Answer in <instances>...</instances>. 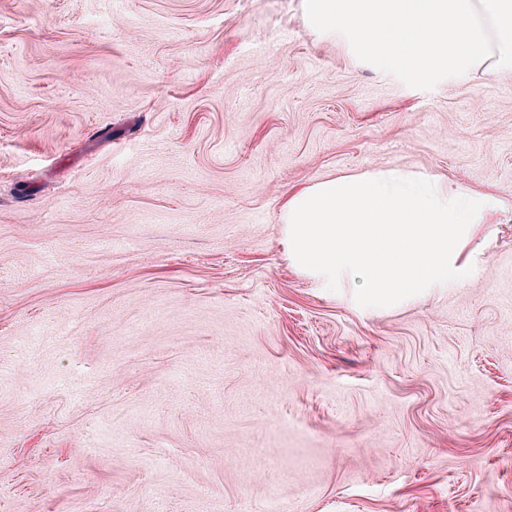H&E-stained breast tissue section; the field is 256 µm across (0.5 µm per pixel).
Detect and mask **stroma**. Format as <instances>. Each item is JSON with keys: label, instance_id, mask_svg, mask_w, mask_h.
<instances>
[{"label": "stroma", "instance_id": "obj_1", "mask_svg": "<svg viewBox=\"0 0 512 512\" xmlns=\"http://www.w3.org/2000/svg\"><path fill=\"white\" fill-rule=\"evenodd\" d=\"M393 166L508 205L374 313L278 216ZM0 512H512V74L407 86L302 0H0Z\"/></svg>", "mask_w": 512, "mask_h": 512}]
</instances>
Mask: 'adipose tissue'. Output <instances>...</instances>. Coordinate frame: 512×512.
Instances as JSON below:
<instances>
[{"instance_id":"1","label":"adipose tissue","mask_w":512,"mask_h":512,"mask_svg":"<svg viewBox=\"0 0 512 512\" xmlns=\"http://www.w3.org/2000/svg\"><path fill=\"white\" fill-rule=\"evenodd\" d=\"M504 199L430 172L382 169L292 193L278 222L289 264L320 288L394 311L471 275L465 249Z\"/></svg>"}]
</instances>
